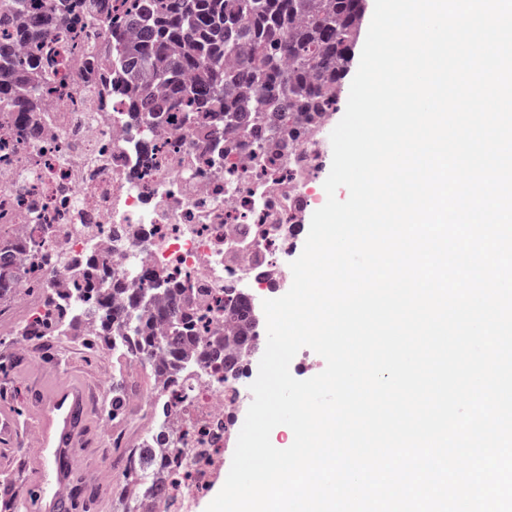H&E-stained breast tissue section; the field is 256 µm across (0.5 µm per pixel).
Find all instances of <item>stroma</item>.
<instances>
[{
    "mask_svg": "<svg viewBox=\"0 0 512 512\" xmlns=\"http://www.w3.org/2000/svg\"><path fill=\"white\" fill-rule=\"evenodd\" d=\"M331 158H324L321 169L311 185L299 232L293 236L286 261L297 259L304 247L313 213L321 208L327 195L323 184L331 169ZM24 321L0 318V362H10L9 373H0V412L28 413L33 407L35 386L52 383L60 368L66 367L78 377L90 381L100 393V405L86 420V426L71 453L75 467L87 476L90 486L99 488L105 498L96 512H122L119 505L123 489V471L117 463L118 447L129 436L150 430L152 412L149 398L155 394L154 376L150 370L117 359L105 348L89 349L84 336L77 331L43 340L28 339V351H17L16 340ZM122 378L133 393L144 395L141 404L129 403L123 414L112 417V381Z\"/></svg>",
    "mask_w": 512,
    "mask_h": 512,
    "instance_id": "obj_1",
    "label": "stroma"
}]
</instances>
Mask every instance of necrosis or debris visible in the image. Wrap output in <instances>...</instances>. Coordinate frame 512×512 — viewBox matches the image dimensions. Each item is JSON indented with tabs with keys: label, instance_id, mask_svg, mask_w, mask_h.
<instances>
[{
	"label": "necrosis or debris",
	"instance_id": "1",
	"mask_svg": "<svg viewBox=\"0 0 512 512\" xmlns=\"http://www.w3.org/2000/svg\"><path fill=\"white\" fill-rule=\"evenodd\" d=\"M68 92L47 101V119L26 142L0 123V198L16 201L9 216L18 238L70 258L93 255L116 276L147 282L158 269L196 288L280 281L288 227L298 223L305 194L325 148V116H315L296 149L271 145L268 161L254 158V139L207 124H186L169 113L155 133L127 118L120 100L85 84L79 62L66 64ZM219 142L228 164L200 162L202 147ZM60 215L68 230L43 237L36 215ZM205 382L189 405L153 404L155 425L175 430L192 419L201 448L156 455L173 484L171 498L188 502L206 491L228 441L222 432L229 398L215 375L222 367L197 357Z\"/></svg>",
	"mask_w": 512,
	"mask_h": 512
}]
</instances>
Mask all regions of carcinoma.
I'll return each mask as SVG.
<instances>
[{"label":"carcinoma","instance_id":"carcinoma-1","mask_svg":"<svg viewBox=\"0 0 512 512\" xmlns=\"http://www.w3.org/2000/svg\"><path fill=\"white\" fill-rule=\"evenodd\" d=\"M365 0H0V113L10 112L23 138L33 140L43 120V94L54 88L56 49L79 34L88 15L100 16L110 40L98 47L117 59L112 93L123 98L128 117L150 134L165 122L166 113L182 112L195 124L245 133L267 129L256 143L264 158L274 142L294 145L306 134L300 121L337 109L339 92L354 54ZM288 111V124L271 126V112ZM0 224V299L15 293L16 255L23 250L13 237L4 239ZM33 287L43 293L42 305L24 336H59L93 316L104 332H112V353L140 359L160 375L152 358L187 362L194 347L224 366L223 381L238 384L257 338L245 329L222 336L201 334L194 311L213 306L248 322L252 311L239 289L224 297L197 294L166 271L149 277V287H128L124 278L87 259L68 262L41 248L25 252ZM56 267L68 271L81 286L84 302L44 287L38 274ZM128 391L112 383V416L122 414ZM185 437L157 431L155 437L125 452L124 477L142 476L153 448L184 453ZM14 480L3 483L8 498L0 512H18ZM72 496L90 510L98 491L73 472Z\"/></svg>","mask_w":512,"mask_h":512}]
</instances>
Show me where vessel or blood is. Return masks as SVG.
Listing matches in <instances>:
<instances>
[{"label":"vessel or blood","instance_id":"1","mask_svg":"<svg viewBox=\"0 0 512 512\" xmlns=\"http://www.w3.org/2000/svg\"><path fill=\"white\" fill-rule=\"evenodd\" d=\"M97 405L82 380L64 375L41 392L27 424L0 414V440H14L24 429L36 437L29 462L18 470L24 512H68L74 469L69 450Z\"/></svg>","mask_w":512,"mask_h":512}]
</instances>
